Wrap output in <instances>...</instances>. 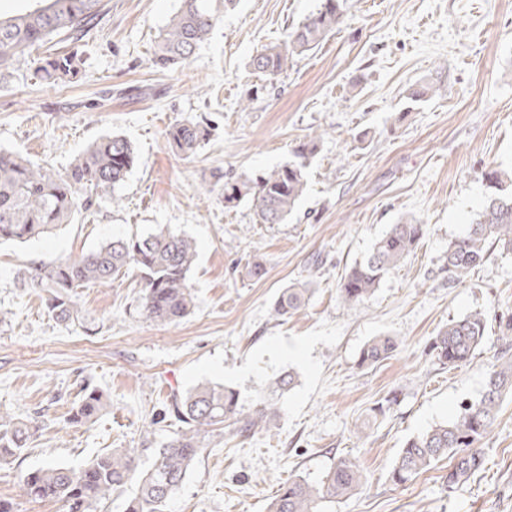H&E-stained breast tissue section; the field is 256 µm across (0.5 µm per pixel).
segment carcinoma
<instances>
[{
	"instance_id": "carcinoma-1",
	"label": "carcinoma",
	"mask_w": 512,
	"mask_h": 512,
	"mask_svg": "<svg viewBox=\"0 0 512 512\" xmlns=\"http://www.w3.org/2000/svg\"><path fill=\"white\" fill-rule=\"evenodd\" d=\"M48 5L0 20V75L35 48H45L37 73L47 84L72 81L81 72L80 59L57 51L49 44L76 39L88 32L101 14L102 0H47ZM235 0H180V7L153 46L151 64L162 69L189 61L208 39L221 13ZM347 0H320L315 12L288 32L284 44L265 47L251 55L249 67L265 81L288 71V64L313 50L343 21ZM208 135L206 128L178 122L166 131L169 147L177 155L194 157ZM326 132L315 133L292 150L293 160L254 178L217 177L209 191L235 207L251 202L260 224H282L295 209L306 188L307 168L318 153ZM137 160L132 143L120 134H109L93 142L62 173L36 165L21 155L0 151V240L27 242L69 224L75 215L90 210L98 200L113 196ZM491 193L479 219L451 241L446 255L448 282H462L471 269L485 263L490 248L512 253V176L491 168L483 173ZM426 225L411 218L389 226L372 250L346 269L338 284L342 302L354 307L373 295L382 279L397 268L424 236ZM195 242L166 227L135 238L114 239L77 258L46 263L29 276L30 285L49 294V312L61 321L78 314L73 300L77 289L105 285L129 269L142 281L140 308L145 319L169 323L184 318L194 305L189 273L196 261ZM311 282L284 289L274 305L280 317L300 311L310 294ZM485 316L473 311L451 320L429 342L437 361L455 367L469 361L485 336ZM390 336H377L360 351L358 366L375 365L396 350ZM298 375L288 371L276 377L268 397L248 416H242L237 391L219 383L202 382L190 390L170 396L161 413L151 415L153 427L172 418L182 423L175 437L156 449L155 461L136 471L135 450H114L81 468L48 462L30 472L24 493L34 499L63 502L66 512H95L98 504L129 481L136 489L124 512H165L168 501L182 488L188 471L202 454L204 442L233 426L237 434L269 431L276 417L273 397L293 389ZM512 397V352L505 351L489 372L479 399L463 405L452 420L407 440L390 471L391 481L401 485L447 459L448 488L469 478L484 465L476 444L495 421L503 400ZM108 401L96 388L84 391L70 421L94 422ZM28 425L0 416V461L18 457L28 448ZM359 465L342 456L316 482L303 477L288 480L269 504L268 512H330L333 505L363 483Z\"/></svg>"
}]
</instances>
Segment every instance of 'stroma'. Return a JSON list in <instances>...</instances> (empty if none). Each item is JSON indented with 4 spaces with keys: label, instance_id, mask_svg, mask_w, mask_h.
Segmentation results:
<instances>
[{
    "label": "stroma",
    "instance_id": "obj_1",
    "mask_svg": "<svg viewBox=\"0 0 512 512\" xmlns=\"http://www.w3.org/2000/svg\"><path fill=\"white\" fill-rule=\"evenodd\" d=\"M103 4L74 45L83 61L75 81L45 84L34 54L0 75V150L61 171L113 132L138 153L119 205L105 198L51 234L0 242V414L36 429L24 454L0 462V499L14 512H65L23 493L24 477L46 460L79 468L133 448L147 468L178 429L171 421L143 434L172 393L221 383L247 416L291 370L298 384L278 397L275 428L212 438L167 512H268L288 478L317 481L341 456L365 482L333 512H512L511 399L479 443L483 469L467 481L447 489L444 461L402 485L389 476L409 438L481 395L504 350L512 254L492 250L457 285L444 256L483 208V172L512 171V0H349L339 30L268 84L250 71L251 55L283 43L319 0H238L172 71L155 69L150 53L180 0ZM422 87L428 95L411 101ZM177 121L210 129L194 159L166 143ZM319 131L326 137L306 192L285 223H256L249 202L229 209L209 191L214 175L251 177L286 163ZM406 217L426 226L418 248L370 300L345 306L344 269ZM159 224L197 245L195 306L184 319L146 320L134 271L78 289L79 318L68 323L24 281L40 264ZM256 261L259 277L248 273ZM304 280L314 288L304 309L273 317L280 291ZM475 310L485 315L484 341L469 362L440 365L432 336ZM380 335L397 340L396 352L359 368L361 349ZM88 386L104 391L108 408L94 424H72ZM385 401V417L356 436L355 423Z\"/></svg>",
    "mask_w": 512,
    "mask_h": 512
}]
</instances>
